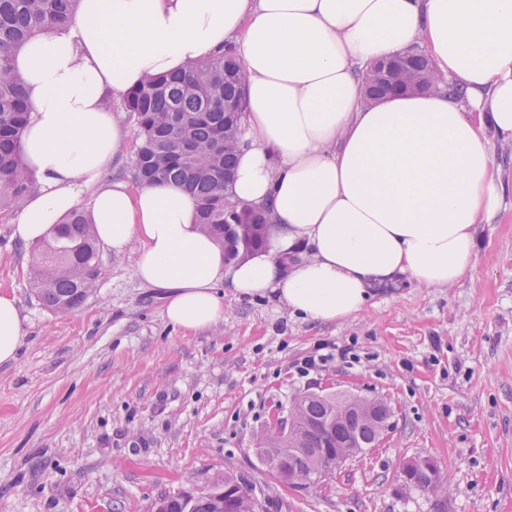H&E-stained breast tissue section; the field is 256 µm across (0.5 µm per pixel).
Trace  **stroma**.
I'll return each instance as SVG.
<instances>
[{
	"instance_id": "stroma-1",
	"label": "stroma",
	"mask_w": 512,
	"mask_h": 512,
	"mask_svg": "<svg viewBox=\"0 0 512 512\" xmlns=\"http://www.w3.org/2000/svg\"><path fill=\"white\" fill-rule=\"evenodd\" d=\"M18 216L0 213V293L24 331L16 360L0 365V512H151L227 472L275 489L282 512H436L397 484L403 462L426 455L447 476L445 512H512L511 199L480 225L474 267L451 286L389 284L336 324L227 294L223 323L198 332L165 319L131 250L100 248L82 306L44 308ZM326 342L345 358L300 377ZM326 383L387 401L392 430L317 483L280 485L255 454L269 415Z\"/></svg>"
}]
</instances>
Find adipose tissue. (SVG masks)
I'll list each match as a JSON object with an SVG mask.
<instances>
[{
  "label": "adipose tissue",
  "mask_w": 512,
  "mask_h": 512,
  "mask_svg": "<svg viewBox=\"0 0 512 512\" xmlns=\"http://www.w3.org/2000/svg\"><path fill=\"white\" fill-rule=\"evenodd\" d=\"M416 45L448 91L365 104L369 64ZM227 50L247 72L233 194L271 219L265 248L234 266L189 192L104 179L128 135L112 104ZM12 66L28 102L19 153L37 179L15 236L40 241L87 204L98 241L136 247L135 277L164 290L186 331L223 322V285L317 323L355 317L397 280L452 285L512 197L492 154L512 142V0H80L72 26L35 34ZM22 337L0 294V364Z\"/></svg>",
  "instance_id": "adipose-tissue-1"
}]
</instances>
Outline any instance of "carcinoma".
<instances>
[{
	"label": "carcinoma",
	"mask_w": 512,
	"mask_h": 512,
	"mask_svg": "<svg viewBox=\"0 0 512 512\" xmlns=\"http://www.w3.org/2000/svg\"><path fill=\"white\" fill-rule=\"evenodd\" d=\"M78 0H0V210L19 207L35 188L33 174L24 166L18 143L26 123L23 80L12 68L13 54L37 31L68 24ZM243 65L229 52L190 64L186 71L145 79L130 92L126 111L136 120L139 145L135 177L141 184L172 183L199 202L198 224L225 242L227 260L239 261L266 244L265 213L244 208L232 192L238 145L224 149V136L238 127L244 109ZM234 227L224 239L225 227ZM100 276L97 239L83 212L73 213L54 236L31 249L29 283L39 303L56 312L78 308ZM291 406L318 422L336 416V400L306 393ZM374 415L352 412L339 416L333 433L320 428L304 431L303 447L322 448L331 435L336 442L368 446L384 407L373 405ZM270 447L277 449L285 467L304 475L311 467L307 453L288 449L275 432ZM166 512H214L210 493L185 499L166 497Z\"/></svg>",
	"instance_id": "cac0c4a2"
}]
</instances>
